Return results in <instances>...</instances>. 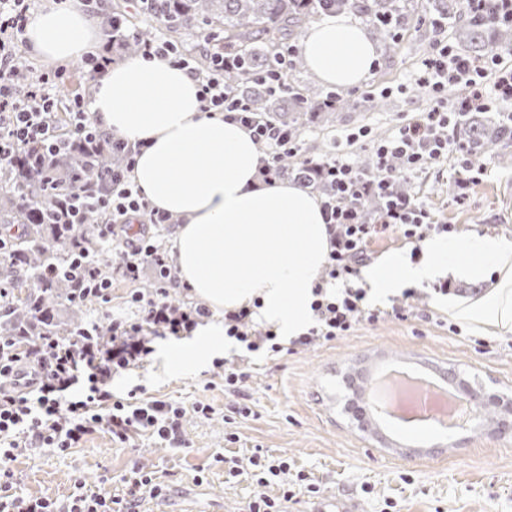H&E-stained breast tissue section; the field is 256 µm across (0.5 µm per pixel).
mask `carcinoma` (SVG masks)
<instances>
[{
  "label": "carcinoma",
  "instance_id": "carcinoma-1",
  "mask_svg": "<svg viewBox=\"0 0 512 512\" xmlns=\"http://www.w3.org/2000/svg\"><path fill=\"white\" fill-rule=\"evenodd\" d=\"M420 7L416 0H139L132 6L123 0L112 7V24L119 34L136 33L134 38L119 40L123 52L134 55L139 40L150 39L160 30L176 36L172 44L182 50L187 37L209 27L208 41L214 51L236 59L235 66L224 71L225 81L236 94L250 100L256 111L267 113L298 137L304 127L300 112L328 96L339 100L342 96L298 81L274 92L257 83V77L269 71L283 67L292 73L303 67L300 53H288L286 39L324 16L354 9L391 54L399 48L397 29L404 11ZM427 9L435 23L452 18L448 0H429ZM485 26L471 17L462 32L467 51L473 55L485 47ZM492 42L498 48L512 49V25L493 26ZM37 78L36 69L25 59L14 60L13 79L19 90ZM457 137L468 155L480 157L511 140L512 129L483 112H471L459 123ZM118 165L112 136L105 133L91 164L75 140L55 156L48 171L30 165L23 149L11 165L0 170V241L5 243L6 256L0 264V288L10 289L0 311V337L19 344L23 336L62 340L84 329L107 335L85 319L88 307L98 300L75 298L65 276L71 255L84 257L104 273L109 271L110 261L99 237L101 214L87 210L81 222L65 225L51 223V216L69 190L85 183H112V171ZM280 169L282 176L304 187L322 184L318 178H307L304 165L293 156L284 155Z\"/></svg>",
  "mask_w": 512,
  "mask_h": 512
}]
</instances>
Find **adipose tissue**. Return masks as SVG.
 <instances>
[{
    "mask_svg": "<svg viewBox=\"0 0 512 512\" xmlns=\"http://www.w3.org/2000/svg\"><path fill=\"white\" fill-rule=\"evenodd\" d=\"M104 38L100 17L69 5L42 10L26 27L31 53L61 63L97 53ZM300 47L320 82L342 88L364 82L377 54L376 43L346 14L309 27ZM89 110L105 131L142 142L134 182L152 206L181 220L174 235L179 278L215 314L187 347L188 360L221 347L220 313L244 306L281 335L305 333L329 253L318 197L287 180L262 182L263 155L249 130L223 113L203 112L196 81L166 60L113 64ZM421 254L414 263L395 252L364 269L370 296L384 301L445 278L477 289L473 296L435 299L449 321L476 336L512 334V235H433Z\"/></svg>",
    "mask_w": 512,
    "mask_h": 512,
    "instance_id": "ef3b65f1",
    "label": "adipose tissue"
}]
</instances>
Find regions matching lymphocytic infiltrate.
I'll list each match as a JSON object with an SVG mask.
<instances>
[{
    "label": "lymphocytic infiltrate",
    "mask_w": 512,
    "mask_h": 512,
    "mask_svg": "<svg viewBox=\"0 0 512 512\" xmlns=\"http://www.w3.org/2000/svg\"><path fill=\"white\" fill-rule=\"evenodd\" d=\"M29 9V0H0V168L21 148H28L34 158L47 160L71 140L92 145L99 134L89 118L87 98L78 97L69 107V134L61 136L54 123L58 107L54 89L61 72L41 75L28 92L18 94L12 76L14 45L25 34ZM140 53L188 69L200 86L203 111L222 112L250 130L265 152L261 169L265 181L280 179L283 154L299 155V143L289 138L286 127L259 116L247 99L225 85L223 66L214 65L206 71L195 67L190 54L162 38L144 42ZM417 83L431 93L436 104L400 125L390 138L373 144L372 174H364L336 156L304 160L317 177L331 183V191L322 202L330 251L322 283L314 288L311 308L315 323L296 338V345L328 343L349 336L363 321L373 324L388 317L409 319L410 308L399 305L387 311L371 306L365 289L351 285L360 267L370 260L373 241L393 235L416 245L429 232L443 234L448 230L447 225L433 224L430 213L413 197L393 194L392 182L414 177L448 159L464 158L463 146L452 136L458 117L487 110L493 98L512 101V71L501 68L496 52L470 57L456 53L450 45H441L422 59ZM453 87L463 88L464 93L450 103L445 95ZM112 147L125 155L123 170L113 173L109 188L74 193L66 213L74 215L83 207L102 214L100 237L112 247L114 278L134 282L141 270L150 266L157 269L160 281L150 293H132V312L112 317L108 341L36 336L28 340L24 353L10 355L7 340L0 339V512H140L145 496L158 498L168 490L154 473L135 465L122 478V493L112 497L79 487L63 501L25 498L18 495L13 473L6 465L15 448H53L63 453L103 428L122 443L139 433L174 446L183 442L182 407L161 400L143 401L133 394L121 400L111 392L117 373L145 362L152 354V337L190 334L209 315L205 306L176 303L170 298L176 279L171 275L165 246L144 227L169 223L171 216L152 207L132 181L140 144L116 138ZM368 197L384 200L371 224L363 222L359 212L361 200ZM331 282L340 283L341 288L330 297L324 286ZM251 315L247 307L225 313V336L250 353L283 352L279 334L270 328L255 329ZM223 463L225 482L247 480L254 487L245 512H286L293 498L314 490L308 475L301 471L293 482L279 483V476L289 469L287 460L280 457L257 451L247 461L227 457ZM273 484L278 487L274 493L269 490Z\"/></svg>",
    "instance_id": "f902f5d3"
}]
</instances>
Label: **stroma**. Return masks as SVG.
<instances>
[{"label": "stroma", "mask_w": 512, "mask_h": 512, "mask_svg": "<svg viewBox=\"0 0 512 512\" xmlns=\"http://www.w3.org/2000/svg\"><path fill=\"white\" fill-rule=\"evenodd\" d=\"M465 25L460 17L440 31L422 14L408 15L399 50L378 54L369 78L344 90V102L330 122L305 128L303 153L342 150L356 163L369 156L373 140L387 137L399 122L432 106L430 93L413 79L419 60L440 40L464 52L460 32ZM17 54L39 72L64 71L57 89L61 101L88 94L80 63L32 57L24 43ZM361 130L365 138L347 143L348 134ZM469 164L481 177L470 184L465 200L449 189L459 177V167L451 161L414 179L418 203L455 234H512V142ZM448 326L447 315L432 309L426 320L367 324L334 342L258 359L246 389L254 415L229 427L224 416L236 397L224 390L223 369L209 362L174 367L171 355L182 349L184 339L156 340L150 361L115 378L113 390L123 397L138 386L143 398L182 406L186 447L167 448L146 434L121 444L102 429L64 453L18 448L10 463L17 491L63 500L81 482L110 496L120 493L122 475L136 462L170 488L157 501L158 512L185 504L188 491L198 487L204 490L195 503L199 512H243L253 486L244 480L225 483L224 467L215 458L243 459L259 450L288 458L317 487L289 502L288 512H304L317 499L333 495L355 498L362 512H512V436L489 428L472 436L462 431L438 435L433 446L422 450L412 443L387 447L364 435L345 409L349 367L386 355L427 358L470 383L512 393V335L473 336ZM200 403L212 407L209 417L195 413ZM228 428L238 433L237 443H225Z\"/></svg>", "instance_id": "1"}]
</instances>
